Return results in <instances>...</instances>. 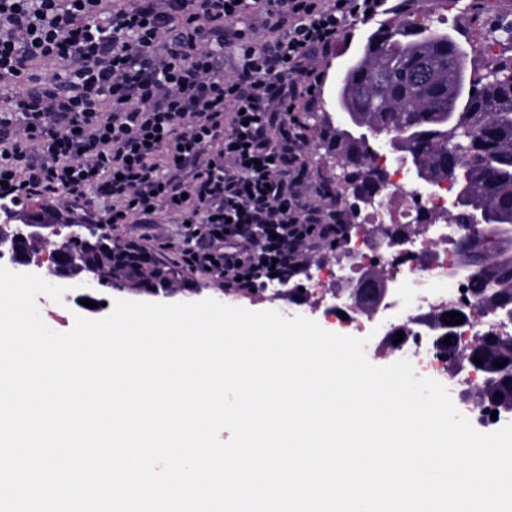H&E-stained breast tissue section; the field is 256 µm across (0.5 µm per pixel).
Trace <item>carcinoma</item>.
<instances>
[{
	"mask_svg": "<svg viewBox=\"0 0 512 512\" xmlns=\"http://www.w3.org/2000/svg\"><path fill=\"white\" fill-rule=\"evenodd\" d=\"M467 57L452 35L427 34L414 15L402 12L367 37L345 85L362 122L384 137L401 136L400 157L418 166L423 183L446 180L462 191L465 202L448 212L447 223L467 225L472 208L485 213V223L465 236L467 246L457 247L453 272L479 275L474 294L486 308L512 310V64L477 75L467 71ZM317 142L318 165L336 164L341 195L355 199L385 190L386 172L372 165L367 147L326 120ZM69 250L131 289L168 287L179 276L157 256L127 246L80 241ZM477 353L491 380L476 404L512 413V336L488 335ZM503 360L505 366H494Z\"/></svg>",
	"mask_w": 512,
	"mask_h": 512,
	"instance_id": "carcinoma-1",
	"label": "carcinoma"
}]
</instances>
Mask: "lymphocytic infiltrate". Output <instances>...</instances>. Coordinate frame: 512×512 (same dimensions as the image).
I'll return each instance as SVG.
<instances>
[{
    "label": "lymphocytic infiltrate",
    "instance_id": "1",
    "mask_svg": "<svg viewBox=\"0 0 512 512\" xmlns=\"http://www.w3.org/2000/svg\"><path fill=\"white\" fill-rule=\"evenodd\" d=\"M385 4L0 0V197L177 225L174 263L228 291L302 275L339 232L302 116L348 22Z\"/></svg>",
    "mask_w": 512,
    "mask_h": 512
}]
</instances>
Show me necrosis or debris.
<instances>
[{"label": "necrosis or debris", "mask_w": 512, "mask_h": 512, "mask_svg": "<svg viewBox=\"0 0 512 512\" xmlns=\"http://www.w3.org/2000/svg\"><path fill=\"white\" fill-rule=\"evenodd\" d=\"M375 163L387 167L391 185L372 206L354 212L347 245L335 251L333 261L308 267L302 283L308 311L338 327L356 328L367 337V349L409 360L424 377L444 383L452 361L432 349L434 332L423 319L453 310L466 316L458 335H467L473 321L482 333L512 335V316H482L475 309L471 279L452 272L458 235L444 222L448 182L417 184L401 165H388L380 157ZM378 268L387 272L397 293L385 301L382 318L374 320L347 296Z\"/></svg>", "instance_id": "obj_1"}]
</instances>
